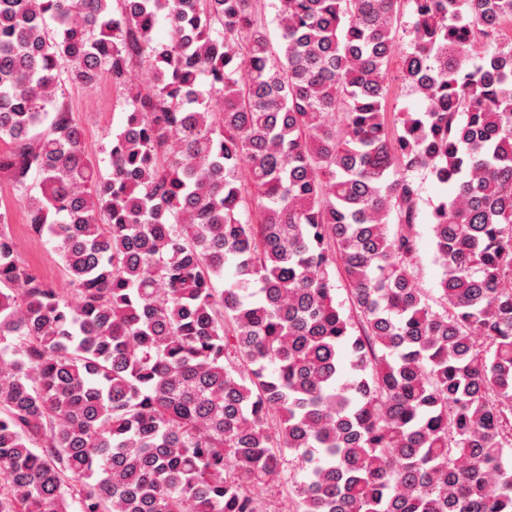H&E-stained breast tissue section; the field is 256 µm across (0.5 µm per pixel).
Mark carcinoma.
I'll return each mask as SVG.
<instances>
[{"mask_svg": "<svg viewBox=\"0 0 512 512\" xmlns=\"http://www.w3.org/2000/svg\"><path fill=\"white\" fill-rule=\"evenodd\" d=\"M272 7L0 0V171L69 282L0 216V512H512V0ZM104 75L105 174L60 102ZM391 70V94L389 98L390 113H397L402 110H418L422 107V101L416 95H409L406 87L398 78V62H392ZM411 177L419 186V217L413 224L412 233L417 241V254L414 259V271L418 288L426 295L428 302L435 309L438 296V282L443 275V268L435 261L432 242V212L451 195V188L439 184L427 171L416 170ZM0 213L17 243L21 263L33 274L55 288H69L59 256L45 239L34 235L27 224L26 212L17 201L12 184L0 176ZM256 496L261 506L270 512H292L289 511L286 489L277 483L261 485L256 491Z\"/></svg>", "mask_w": 512, "mask_h": 512, "instance_id": "1", "label": "carcinoma"}]
</instances>
